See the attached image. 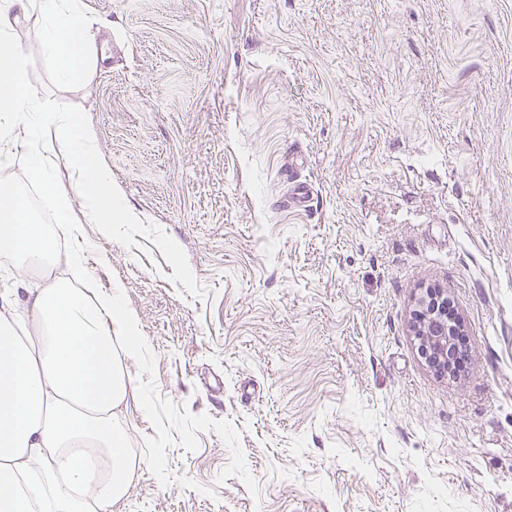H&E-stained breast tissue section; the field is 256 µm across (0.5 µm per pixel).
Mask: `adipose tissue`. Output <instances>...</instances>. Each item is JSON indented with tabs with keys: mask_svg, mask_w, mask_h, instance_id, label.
I'll list each match as a JSON object with an SVG mask.
<instances>
[{
	"mask_svg": "<svg viewBox=\"0 0 512 512\" xmlns=\"http://www.w3.org/2000/svg\"><path fill=\"white\" fill-rule=\"evenodd\" d=\"M21 19L38 30L62 82L94 63L77 0H0V169L13 166L28 138L26 174L51 200L56 223L72 227L78 210L107 227L131 223L92 130L78 114L49 110L32 89L15 41ZM62 157L67 191L54 177ZM0 255L45 277L37 288L0 290V512H112L132 467L114 415L130 388L123 360L146 350L138 319L121 289L91 288L77 255L58 250L14 185L0 186ZM61 264L69 277L54 275Z\"/></svg>",
	"mask_w": 512,
	"mask_h": 512,
	"instance_id": "1",
	"label": "adipose tissue"
}]
</instances>
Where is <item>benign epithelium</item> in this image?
Segmentation results:
<instances>
[{"label": "benign epithelium", "instance_id": "7a95c632", "mask_svg": "<svg viewBox=\"0 0 512 512\" xmlns=\"http://www.w3.org/2000/svg\"><path fill=\"white\" fill-rule=\"evenodd\" d=\"M463 321L450 311L448 294L441 288H428L419 297L411 333L427 365L436 373L451 376L459 356L458 337Z\"/></svg>", "mask_w": 512, "mask_h": 512}]
</instances>
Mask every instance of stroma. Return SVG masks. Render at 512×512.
<instances>
[{"instance_id":"1","label":"stroma","mask_w":512,"mask_h":512,"mask_svg":"<svg viewBox=\"0 0 512 512\" xmlns=\"http://www.w3.org/2000/svg\"><path fill=\"white\" fill-rule=\"evenodd\" d=\"M79 7V83L15 36L135 218L80 223L148 345L112 512H512V0ZM1 181L54 228L22 163ZM429 287L464 322L450 378L409 330Z\"/></svg>"}]
</instances>
